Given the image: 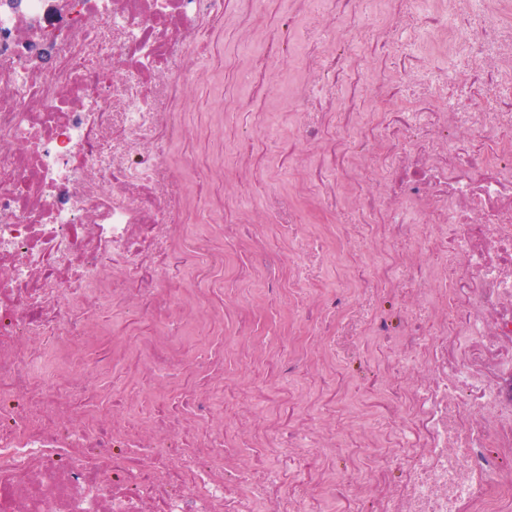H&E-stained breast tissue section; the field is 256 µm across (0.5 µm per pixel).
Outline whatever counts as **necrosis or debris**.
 <instances>
[{"label":"necrosis or debris","instance_id":"obj_1","mask_svg":"<svg viewBox=\"0 0 512 512\" xmlns=\"http://www.w3.org/2000/svg\"><path fill=\"white\" fill-rule=\"evenodd\" d=\"M263 0H0V512H332L337 483L372 512H512V95L493 112L454 100L436 111L422 88L416 112H381L350 137L332 100L302 99L298 137L326 154L335 179L299 174L315 206L352 179L363 147L383 187L379 201L344 227L349 249L370 248L364 283L382 303L424 305L426 321L373 315L367 327L397 344L400 418L389 431L357 432L341 399H301L277 377L254 397L268 415L215 421L213 396L186 373L187 327H246L251 275L240 305L222 300L224 227L249 218L233 195L224 221L203 240L170 243L188 216L177 207L169 146L224 142L212 116L187 128L197 69L227 16H257ZM504 0H428L396 25L434 34L436 45L485 62L484 82L449 72L446 86L489 92L512 77V28ZM250 154L208 171L209 181L257 186ZM425 214L429 231L399 221ZM283 221L296 242L281 252L269 230L249 235L259 262L307 259L295 212ZM426 252L440 264L417 271ZM207 282L185 284L186 268ZM136 307L150 328L116 332L112 311ZM142 382L119 381L127 358ZM174 376L172 390L144 384ZM97 385L79 383L81 375ZM348 446L342 471L302 454ZM412 460L383 492L378 464L393 449Z\"/></svg>","mask_w":512,"mask_h":512}]
</instances>
